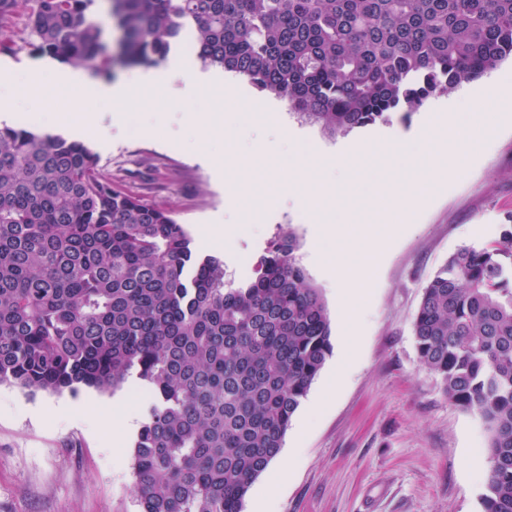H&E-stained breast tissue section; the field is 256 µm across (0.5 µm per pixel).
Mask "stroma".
<instances>
[{"label": "stroma", "instance_id": "35a3bbf8", "mask_svg": "<svg viewBox=\"0 0 512 512\" xmlns=\"http://www.w3.org/2000/svg\"><path fill=\"white\" fill-rule=\"evenodd\" d=\"M27 13L22 2L0 17V67L21 78L0 93L10 126L81 141L78 123L102 119L93 151L113 187L169 211L235 283L253 277L283 230L298 236L296 257L328 308L333 350L243 512H255L284 468L272 512H480L487 476L475 463L487 458L488 434L421 364L412 326L448 257L496 241L512 216V126L444 170L373 161L338 172L330 161L362 139L397 141L437 112L456 123L492 120L504 102L481 96L484 81L466 82L419 111L332 136L211 67V82L176 98L135 87L118 103L73 87L35 103L25 94L30 70L40 68L51 88L66 67L35 52ZM218 74L233 94L214 83ZM407 187L417 200L404 214L398 193ZM355 229L381 248L346 319L329 268L347 257ZM146 403L133 376L108 393L0 385V512H139L132 445Z\"/></svg>", "mask_w": 512, "mask_h": 512}]
</instances>
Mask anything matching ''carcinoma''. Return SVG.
Wrapping results in <instances>:
<instances>
[{
    "label": "carcinoma",
    "mask_w": 512,
    "mask_h": 512,
    "mask_svg": "<svg viewBox=\"0 0 512 512\" xmlns=\"http://www.w3.org/2000/svg\"><path fill=\"white\" fill-rule=\"evenodd\" d=\"M39 54L156 65L186 29L198 59L346 134L512 60V0H27ZM283 232L234 285L169 213L112 187L85 144L0 127V384L152 394L132 446L140 512H242L332 353L330 316ZM421 363L483 420L481 512H512V224L424 287Z\"/></svg>",
    "instance_id": "carcinoma-1"
}]
</instances>
